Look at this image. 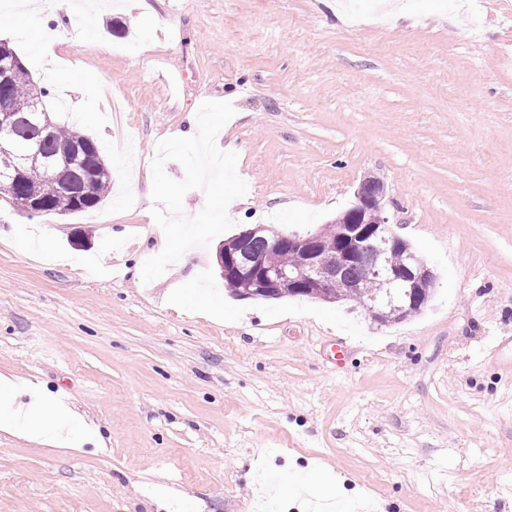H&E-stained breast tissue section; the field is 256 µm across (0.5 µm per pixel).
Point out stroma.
Segmentation results:
<instances>
[{
  "instance_id": "stroma-1",
  "label": "stroma",
  "mask_w": 512,
  "mask_h": 512,
  "mask_svg": "<svg viewBox=\"0 0 512 512\" xmlns=\"http://www.w3.org/2000/svg\"><path fill=\"white\" fill-rule=\"evenodd\" d=\"M340 3L89 0L39 56L0 31L112 171L69 216L0 197V386L80 420L67 446L0 424V512H261L263 476L307 473L274 512H512V0ZM207 109L203 155L160 157ZM367 176L428 310L227 291L224 240L327 227ZM182 231L205 249L161 261Z\"/></svg>"
}]
</instances>
